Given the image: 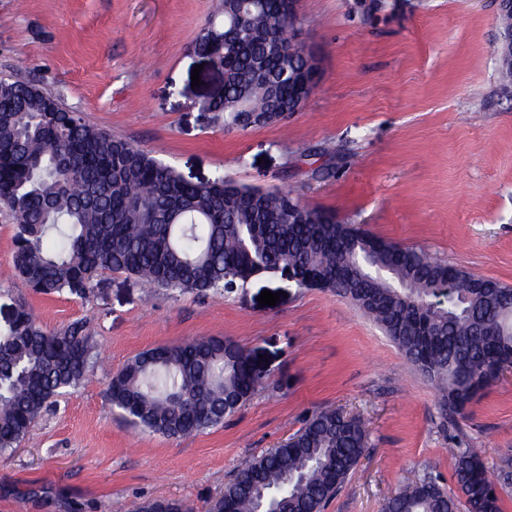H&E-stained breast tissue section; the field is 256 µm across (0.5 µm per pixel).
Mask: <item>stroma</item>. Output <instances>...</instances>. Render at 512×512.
Returning <instances> with one entry per match:
<instances>
[{"mask_svg":"<svg viewBox=\"0 0 512 512\" xmlns=\"http://www.w3.org/2000/svg\"><path fill=\"white\" fill-rule=\"evenodd\" d=\"M300 0L298 39L319 82L290 118L225 129L202 104L224 72L193 46L214 0H0V77L198 183L217 174L289 190L308 208L512 285V89L498 80L497 0ZM201 84L192 87V75ZM0 205V331L19 302L53 332L87 321L90 367L21 444L0 453V512H134L154 498L211 512L246 460L313 413L361 420L368 448L325 512H382L423 470L453 488L452 449L512 456V370L444 424L436 387L347 299L287 272L229 293L145 288L104 275L89 298L33 292ZM279 293L277 305L257 302ZM202 337L242 347L265 383L224 424L168 438L123 423L112 376L138 353Z\"/></svg>","mask_w":512,"mask_h":512,"instance_id":"1","label":"stroma"}]
</instances>
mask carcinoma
I'll use <instances>...</instances> for the list:
<instances>
[{"mask_svg": "<svg viewBox=\"0 0 512 512\" xmlns=\"http://www.w3.org/2000/svg\"><path fill=\"white\" fill-rule=\"evenodd\" d=\"M194 50L224 68L210 106L224 128L247 130L299 112L310 93L299 19L286 0H218ZM0 202L16 219L13 263L35 292L80 297L124 273L149 288L226 293L288 267L302 287L350 299L438 388L444 419L512 367V286L473 275L299 207L292 192L219 174L193 183L148 152L88 125L37 87L0 79ZM92 337L76 321L47 333L21 304L0 332V451L16 447L89 367ZM263 384L239 346L203 337L144 351L111 379L108 401L135 427L167 437L224 423ZM367 448L361 422L334 409L309 417L278 448L224 486L222 512H324ZM456 490L425 470L383 512H501L512 458L497 472L453 448Z\"/></svg>", "mask_w": 512, "mask_h": 512, "instance_id": "carcinoma-1", "label": "carcinoma"}]
</instances>
